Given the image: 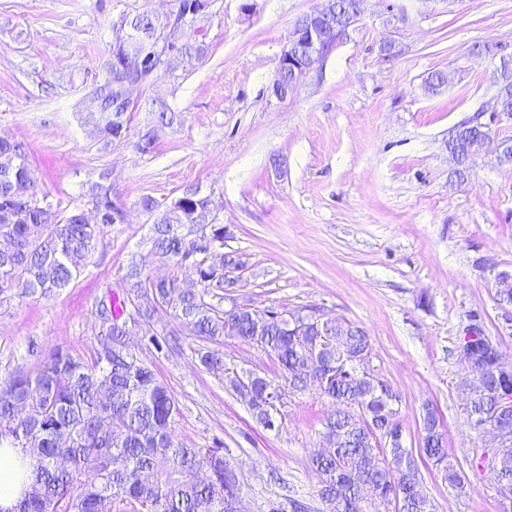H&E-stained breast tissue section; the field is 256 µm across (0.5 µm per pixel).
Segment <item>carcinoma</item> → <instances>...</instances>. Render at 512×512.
Returning a JSON list of instances; mask_svg holds the SVG:
<instances>
[{
  "mask_svg": "<svg viewBox=\"0 0 512 512\" xmlns=\"http://www.w3.org/2000/svg\"><path fill=\"white\" fill-rule=\"evenodd\" d=\"M161 34L158 20L135 15L128 38ZM204 42L188 37L181 63L202 59ZM496 97L512 111V69L501 73ZM121 78L104 80L95 89L97 111L106 115L101 132L122 137L124 123L112 111L125 107ZM484 137L480 124H460L448 136V151L457 158L460 177L470 170L474 150ZM185 206L172 218L153 222L152 250L178 270L189 268L199 287L183 290L175 275L153 277L137 256L129 258L121 292H111L96 309L97 345L90 357L53 349L35 371L17 369L0 383V447L16 448L28 459V485L15 512H225L234 494L224 480L231 462L223 443L190 448L175 436L178 403L159 380L150 357L178 349L177 334L150 326L161 307L198 340L193 352L204 368L224 373V353L212 342L223 336L274 354L285 393L314 391L336 404L321 423L324 447L310 456L318 479L322 512H366L356 484L367 483L363 496L372 512L389 498L403 512H435L433 501L418 487L419 473L405 439L387 446L375 432L394 424L399 410L390 406L374 374L339 370L371 351L364 327L343 321L318 326L282 306L256 309L234 305L224 315V225L214 224L206 241L189 238L182 227L198 223L208 199L197 189L183 192ZM98 220L81 210L63 214L40 188L23 146H0V299L20 288L48 296L70 285L99 243L100 226L114 223L112 185L98 182L90 190ZM146 337L134 351L127 337ZM238 395L248 396L256 420L270 428L275 412L269 398L277 386L260 374L242 386L229 379ZM472 412L494 419L497 401L512 392V380L482 370L467 389ZM423 452L448 487L465 489L463 463L448 456L439 419L423 417ZM500 492L512 495V447L502 448L491 463Z\"/></svg>",
  "mask_w": 512,
  "mask_h": 512,
  "instance_id": "carcinoma-1",
  "label": "carcinoma"
}]
</instances>
